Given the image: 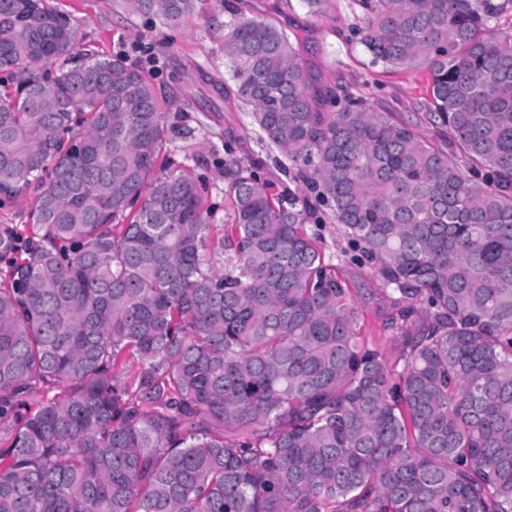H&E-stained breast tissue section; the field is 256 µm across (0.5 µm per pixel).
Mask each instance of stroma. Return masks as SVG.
Returning <instances> with one entry per match:
<instances>
[{
	"instance_id": "35a3bbf8",
	"label": "stroma",
	"mask_w": 512,
	"mask_h": 512,
	"mask_svg": "<svg viewBox=\"0 0 512 512\" xmlns=\"http://www.w3.org/2000/svg\"><path fill=\"white\" fill-rule=\"evenodd\" d=\"M119 0H58L61 9L73 14L85 41L108 54L122 56L128 64L148 69L159 98L169 100L166 111L174 132L167 145L171 156L201 179L209 221L231 223L232 210L224 181V128L214 120L223 112L224 100L214 82L223 78L224 0H205L200 12L182 24L168 26L158 19L131 15ZM255 15L275 22L301 40L303 61L310 66L316 88L348 89L367 99L381 112L409 114L419 111L427 96L425 68L393 71L372 64L365 47L352 30L364 15L355 0H325L312 13L305 0H249ZM236 154L243 166L255 169L261 179L283 190L287 178L270 159L248 113L235 111ZM205 162H198V154ZM345 242L335 225L323 231L326 261L335 264L345 278L359 308L358 333L395 359L397 344L386 329L392 300L380 279L368 267L339 260Z\"/></svg>"
}]
</instances>
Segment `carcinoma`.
Instances as JSON below:
<instances>
[{
    "mask_svg": "<svg viewBox=\"0 0 512 512\" xmlns=\"http://www.w3.org/2000/svg\"><path fill=\"white\" fill-rule=\"evenodd\" d=\"M122 2L178 24L203 0ZM356 2L373 62L426 67L417 115L317 111L299 39L224 0L218 90L309 196L227 128L213 243L150 76L80 50L56 0H0V203L36 192L0 224V512H512V30L490 0ZM327 223L396 295L394 365Z\"/></svg>",
    "mask_w": 512,
    "mask_h": 512,
    "instance_id": "cac0c4a2",
    "label": "carcinoma"
}]
</instances>
